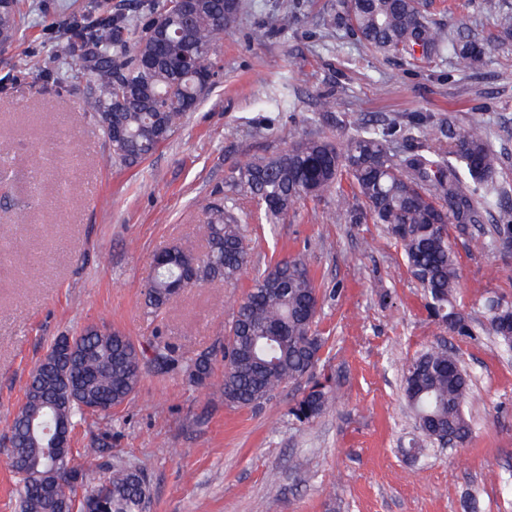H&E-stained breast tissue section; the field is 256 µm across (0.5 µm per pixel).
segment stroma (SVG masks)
I'll return each instance as SVG.
<instances>
[{"mask_svg":"<svg viewBox=\"0 0 512 512\" xmlns=\"http://www.w3.org/2000/svg\"><path fill=\"white\" fill-rule=\"evenodd\" d=\"M163 0H22L21 33L0 50V439L30 372L57 338L106 324L142 347L214 355L202 388L146 372L111 424L90 417L79 443L110 427L88 484L133 464L150 484V512H512V356L483 333L487 304L512 306V253L452 224L459 309L475 328L459 336L430 316L419 284L383 225L349 224L337 198L308 200L285 223L265 224L253 204L242 226L251 264L235 285L180 291L159 314L145 306L155 254L203 250L205 208L242 159L278 153L301 135L344 139L355 118L375 125L417 116L440 128L448 114L485 120L499 156L498 190L512 196V39L483 0H423L430 24L465 32L488 50L463 67L452 52L424 58L377 50L353 36L342 0H242L219 48L216 83L175 134L146 161L112 157L81 103L91 81L81 63L57 61L54 44L72 18H129ZM61 85L28 68L32 58ZM334 108L319 109L322 95ZM27 215L14 223L16 213ZM304 255L320 288L317 328L327 343L316 375L338 397L309 423L290 413L303 383L257 407L225 406L219 382L223 325L252 278L275 260ZM447 341L473 380L471 441L400 451L416 435L401 399L404 365Z\"/></svg>","mask_w":512,"mask_h":512,"instance_id":"stroma-1","label":"stroma"}]
</instances>
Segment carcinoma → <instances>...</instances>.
I'll use <instances>...</instances> for the list:
<instances>
[{
    "instance_id": "carcinoma-1",
    "label": "carcinoma",
    "mask_w": 512,
    "mask_h": 512,
    "mask_svg": "<svg viewBox=\"0 0 512 512\" xmlns=\"http://www.w3.org/2000/svg\"><path fill=\"white\" fill-rule=\"evenodd\" d=\"M226 3L165 0L157 16L166 18L177 46L194 49L193 70L180 74L162 56L146 65L156 49L148 18L76 20L57 40L55 57L80 59L91 76L92 91L82 108L96 115L116 160L133 165L149 158L175 133L188 107L202 101L209 87L197 75L214 69L217 49L229 32L220 22ZM484 5L503 38L511 39L512 13L501 12L498 0H484ZM346 10L353 34L379 50L409 56L418 47L433 55L450 50L466 66L484 55L479 44L464 36L450 41L446 30L429 25L415 0H350ZM0 28L10 40L17 38L18 3L0 15ZM409 124L419 136L402 158L391 150L397 127L376 130L359 119L342 141L300 137L276 155L234 165L225 181L227 192L208 211L207 252L200 256L178 246L167 249L172 263L151 280L148 306L157 311L169 304L180 281L189 288L196 282L232 284L239 279L249 256L240 217L230 214L237 197L251 199L265 223L281 224L295 205L334 194L346 177L365 212L358 218L347 206L339 214L384 225L422 289L430 315L459 336L472 335L470 320L455 303L460 275L448 225L480 228L495 209L491 241L512 238V204L497 197L493 187L498 156L482 119L450 116L441 138L432 136L421 119ZM319 301V289L300 255L257 272L224 325V405L253 407L282 385L307 379L290 413L309 422L327 410L330 389L314 376L325 345L315 330ZM487 322L494 340L512 350V308L490 305ZM72 341L81 356L63 364L68 384L36 364L11 423L8 457L19 477V512H86L89 503L104 512H148L150 491L142 470L118 465L85 490L83 477L103 452L102 439L91 440L76 454L72 447L51 448L44 429L59 420L68 422L72 432L90 415L111 417L113 409L134 397L148 368L176 371L190 385L204 386L212 374V354L176 360L167 347L156 345L149 355L110 327L103 333L88 327ZM402 395L421 426L405 454L416 455L426 441L446 438L462 446L471 439L472 425L464 413L472 398L471 378L447 345L433 346L410 361L403 371Z\"/></svg>"
}]
</instances>
